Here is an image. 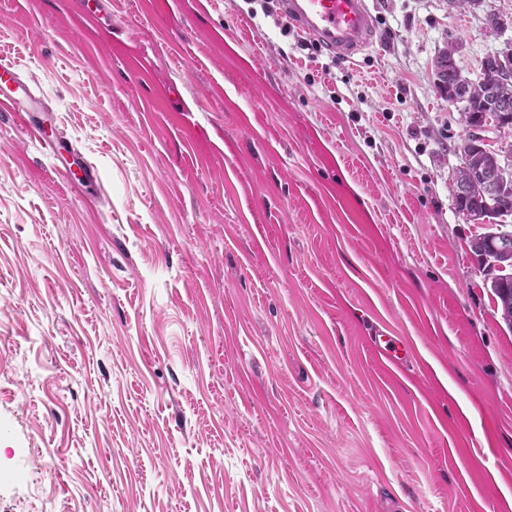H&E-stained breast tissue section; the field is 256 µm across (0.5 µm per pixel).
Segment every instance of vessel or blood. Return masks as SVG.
Wrapping results in <instances>:
<instances>
[{
	"label": "vessel or blood",
	"mask_w": 512,
	"mask_h": 512,
	"mask_svg": "<svg viewBox=\"0 0 512 512\" xmlns=\"http://www.w3.org/2000/svg\"><path fill=\"white\" fill-rule=\"evenodd\" d=\"M84 19L98 29L112 28V16L101 0H80ZM284 16L300 34L320 48L346 61L370 48L377 37L375 20L367 0H281ZM30 84L21 79L14 62L0 60V112L13 113L26 122L31 137L50 153H58L60 142L50 140L32 118L42 109Z\"/></svg>",
	"instance_id": "1"
}]
</instances>
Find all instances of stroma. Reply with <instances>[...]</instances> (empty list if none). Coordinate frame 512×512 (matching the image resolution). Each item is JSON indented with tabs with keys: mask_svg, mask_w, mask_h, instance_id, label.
Listing matches in <instances>:
<instances>
[{
	"mask_svg": "<svg viewBox=\"0 0 512 512\" xmlns=\"http://www.w3.org/2000/svg\"><path fill=\"white\" fill-rule=\"evenodd\" d=\"M368 2L351 64L279 0H108V33L0 0L71 145L0 112V512H512V330L434 75L512 0ZM491 291L497 299V308L500 306L504 324L512 330V277L503 285L494 284Z\"/></svg>",
	"mask_w": 512,
	"mask_h": 512,
	"instance_id": "obj_1",
	"label": "stroma"
}]
</instances>
